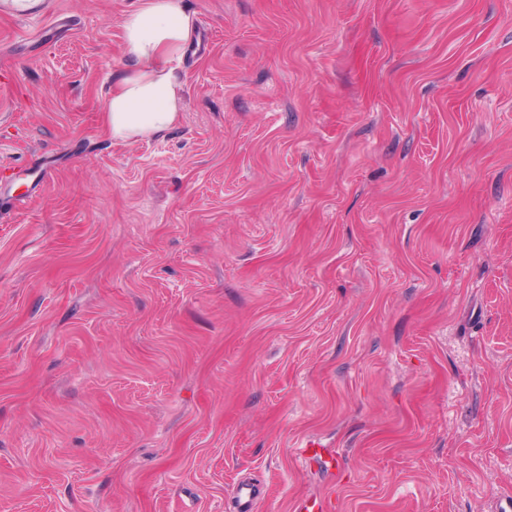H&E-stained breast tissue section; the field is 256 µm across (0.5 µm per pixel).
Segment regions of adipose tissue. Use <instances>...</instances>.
Returning <instances> with one entry per match:
<instances>
[{"instance_id": "obj_1", "label": "adipose tissue", "mask_w": 512, "mask_h": 512, "mask_svg": "<svg viewBox=\"0 0 512 512\" xmlns=\"http://www.w3.org/2000/svg\"><path fill=\"white\" fill-rule=\"evenodd\" d=\"M128 63L113 80L104 110L115 141L134 142L174 128L184 110L180 63L194 34L181 0H139L122 21Z\"/></svg>"}]
</instances>
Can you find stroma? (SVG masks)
<instances>
[{
	"instance_id": "35a3bbf8",
	"label": "stroma",
	"mask_w": 512,
	"mask_h": 512,
	"mask_svg": "<svg viewBox=\"0 0 512 512\" xmlns=\"http://www.w3.org/2000/svg\"><path fill=\"white\" fill-rule=\"evenodd\" d=\"M134 2L0 13V512H493L512 0H184L181 120L122 143Z\"/></svg>"
}]
</instances>
